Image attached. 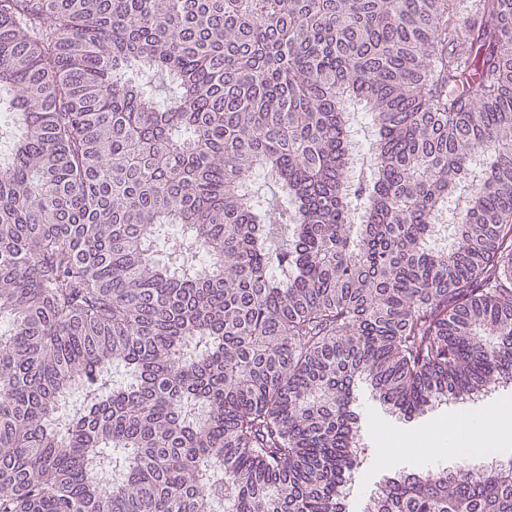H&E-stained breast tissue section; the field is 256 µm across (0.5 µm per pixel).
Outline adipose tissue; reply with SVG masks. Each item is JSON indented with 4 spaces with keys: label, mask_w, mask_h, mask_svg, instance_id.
<instances>
[{
    "label": "adipose tissue",
    "mask_w": 512,
    "mask_h": 512,
    "mask_svg": "<svg viewBox=\"0 0 512 512\" xmlns=\"http://www.w3.org/2000/svg\"><path fill=\"white\" fill-rule=\"evenodd\" d=\"M419 441L430 447L445 445L452 455L460 451L477 455L487 447L512 442V411L501 407L482 415L461 411L449 419L446 428L426 431Z\"/></svg>",
    "instance_id": "ef3b65f1"
}]
</instances>
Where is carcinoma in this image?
<instances>
[{"instance_id":"cac0c4a2","label":"carcinoma","mask_w":512,"mask_h":512,"mask_svg":"<svg viewBox=\"0 0 512 512\" xmlns=\"http://www.w3.org/2000/svg\"><path fill=\"white\" fill-rule=\"evenodd\" d=\"M0 118V512H347L358 382L512 380V0H0Z\"/></svg>"}]
</instances>
